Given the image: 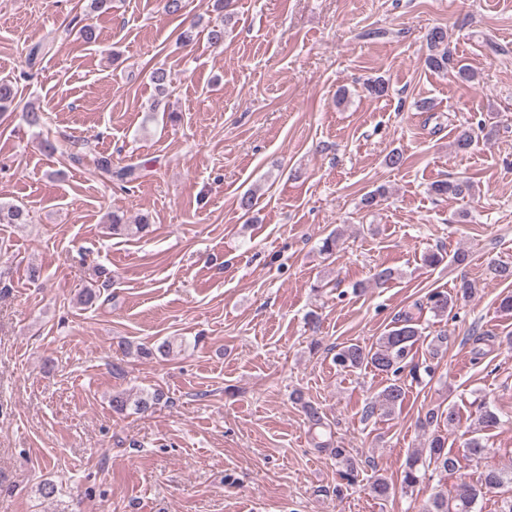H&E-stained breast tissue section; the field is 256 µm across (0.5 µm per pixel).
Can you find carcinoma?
Instances as JSON below:
<instances>
[{
  "mask_svg": "<svg viewBox=\"0 0 512 512\" xmlns=\"http://www.w3.org/2000/svg\"><path fill=\"white\" fill-rule=\"evenodd\" d=\"M428 53L424 58L426 67L434 72L446 73L452 69L456 71L458 78L465 82L475 79V74L469 69L454 64V59L448 50V33L442 27H434L426 36ZM16 97L14 83L8 79H0V112L7 111ZM484 131L483 123H477V128L464 129L455 138L454 145L459 151L470 148L474 142L475 131ZM98 171L120 182L131 183L139 178L138 169L134 165H127L112 169V156L101 154L95 159ZM430 192L438 197L464 199L473 193V183L469 180H441L435 181L430 186ZM109 229L114 235H129L143 231L149 225V217L143 216L136 224L126 223L124 216L113 211L108 214ZM27 214L16 205H3L0 203V224H25ZM476 290V284L463 279L455 286V293L434 291L426 298V307L434 314L443 315L452 311L455 303L471 298ZM421 330L415 317L410 312L398 315L394 325L388 329L378 343L369 348L357 343L345 345L336 353V365L343 369L371 367L374 370L392 375L388 384L375 398V403L367 405L365 413L371 415L374 405H379L387 416L393 415L406 397L405 384L400 381L398 374L405 368H410L412 375H417V366L410 365L412 349L419 337ZM158 392H143L134 397L127 392H119L112 395V409L123 413L132 408L136 411H145L160 400ZM498 413L491 407L482 404L479 406L477 426L472 431V436L466 443L464 458L481 462L485 452L480 432L495 427L499 424ZM429 463L442 472L452 474L460 468L459 456L447 449V437L436 431L427 444ZM420 457L415 456L409 460L402 474L401 484L405 488H412L421 479L419 468ZM506 484H512V471L487 467L479 477L477 484L464 486L460 493L452 500L437 494L432 497L427 505L426 512H476L478 500L489 494L497 492Z\"/></svg>",
  "mask_w": 512,
  "mask_h": 512,
  "instance_id": "obj_1",
  "label": "carcinoma"
}]
</instances>
